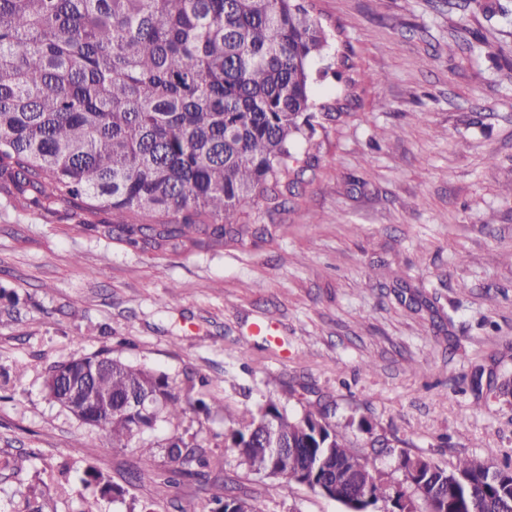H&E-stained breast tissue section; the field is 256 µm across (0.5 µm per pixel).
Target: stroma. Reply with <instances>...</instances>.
Here are the masks:
<instances>
[{"label": "stroma", "mask_w": 512, "mask_h": 512, "mask_svg": "<svg viewBox=\"0 0 512 512\" xmlns=\"http://www.w3.org/2000/svg\"><path fill=\"white\" fill-rule=\"evenodd\" d=\"M316 3L341 32L333 50L352 55L357 99L317 129L318 159L281 213L254 211L281 225L274 242L140 252L0 196V288L19 297L0 299V457L14 464L0 512H21L44 481L45 512H79L90 466L127 490L102 512H204L228 475L263 512H345L223 447L225 410L271 399L293 416L303 385L356 447L385 433L443 466L491 449L512 460V399L479 409L471 390L476 372H512V0ZM414 296L427 307L411 310ZM102 349L206 379L210 413L146 433L152 460L113 447L44 391L50 365ZM174 432L223 458L209 484L132 480L168 468Z\"/></svg>", "instance_id": "stroma-1"}]
</instances>
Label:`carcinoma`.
<instances>
[{
    "label": "carcinoma",
    "mask_w": 512,
    "mask_h": 512,
    "mask_svg": "<svg viewBox=\"0 0 512 512\" xmlns=\"http://www.w3.org/2000/svg\"><path fill=\"white\" fill-rule=\"evenodd\" d=\"M312 0H0V194L16 207L71 218L134 250L191 252L272 242L279 211L301 182L296 142L343 107L314 99L311 63L329 45ZM101 213L105 219H97ZM81 378L76 411L64 399ZM476 402L512 397L493 375ZM49 397L125 447L187 407L207 412L190 379L114 358L102 349L49 366ZM111 397L108 408L95 405ZM224 448L265 479L294 482L346 512H512V464L459 456L451 466L413 455L395 435L362 452L326 408L290 416L268 400L228 414ZM168 470L134 475L175 486L202 477L207 450L174 434ZM400 462L395 479L378 465ZM85 485L124 499L99 471ZM209 512H261L224 481Z\"/></svg>",
    "instance_id": "cac0c4a2"
}]
</instances>
